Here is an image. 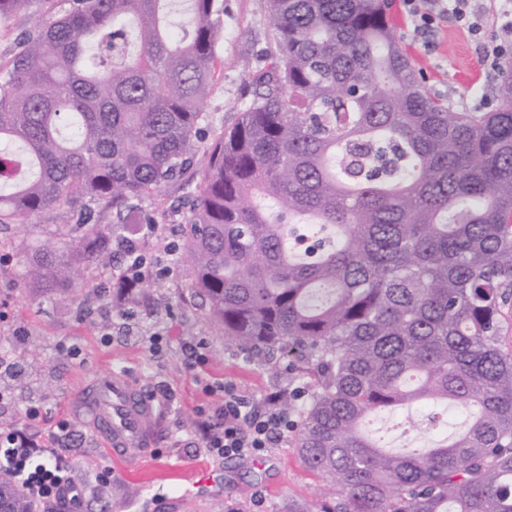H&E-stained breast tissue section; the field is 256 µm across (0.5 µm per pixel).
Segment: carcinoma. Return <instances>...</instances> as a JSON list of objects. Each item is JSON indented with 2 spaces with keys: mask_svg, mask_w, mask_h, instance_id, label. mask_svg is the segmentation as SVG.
Instances as JSON below:
<instances>
[{
  "mask_svg": "<svg viewBox=\"0 0 512 512\" xmlns=\"http://www.w3.org/2000/svg\"><path fill=\"white\" fill-rule=\"evenodd\" d=\"M34 0H0V21ZM59 0L0 59V229L61 204L77 239L36 249L30 283L73 288L115 256L132 201L207 163L184 229L191 287L231 343L311 378L282 392L320 512H512V67L493 112L427 93L388 0H269L270 50L205 145L224 0ZM156 278L127 292L139 303ZM469 412L451 439L391 452L382 412ZM4 512H39L0 473Z\"/></svg>",
  "mask_w": 512,
  "mask_h": 512,
  "instance_id": "1",
  "label": "carcinoma"
}]
</instances>
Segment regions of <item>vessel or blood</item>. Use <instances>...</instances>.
Masks as SVG:
<instances>
[{
  "instance_id": "vessel-or-blood-1",
  "label": "vessel or blood",
  "mask_w": 512,
  "mask_h": 512,
  "mask_svg": "<svg viewBox=\"0 0 512 512\" xmlns=\"http://www.w3.org/2000/svg\"><path fill=\"white\" fill-rule=\"evenodd\" d=\"M85 414L113 457H125L131 449L145 447L154 405L129 380L110 373L85 386L80 393Z\"/></svg>"
}]
</instances>
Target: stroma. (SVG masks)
I'll use <instances>...</instances> for the list:
<instances>
[{"instance_id": "stroma-1", "label": "stroma", "mask_w": 512, "mask_h": 512, "mask_svg": "<svg viewBox=\"0 0 512 512\" xmlns=\"http://www.w3.org/2000/svg\"><path fill=\"white\" fill-rule=\"evenodd\" d=\"M224 70L204 101L213 131L231 124L251 89L268 46V0H226ZM394 33L430 94L451 110L469 104L496 108L484 100L489 90L477 39L455 21L440 25L432 47H425L400 0L392 6ZM205 167L197 161L188 178L135 203L140 224L154 225L137 236L152 266L166 269L160 288L144 306L132 309L114 298L118 270L106 260L81 272L80 285L44 292L20 278L27 247H54L72 241L77 213L53 207L29 224L0 232V348L11 368L0 371V432L42 436L47 423L68 420L72 435L55 443L80 489L82 512H144L152 494L173 496L200 468L220 471L222 482L204 490L180 512H287L288 503H318L325 479L301 464L290 434L247 458H217L205 437L224 401L220 384L234 386L253 405L267 409V398L287 386L283 367L251 359L205 316L180 261L182 229L188 222ZM200 348L204 363L190 365L187 347ZM109 371L159 404L150 425V448L116 459L102 447L89 418L72 403L83 382ZM41 419L29 420V406Z\"/></svg>"}]
</instances>
